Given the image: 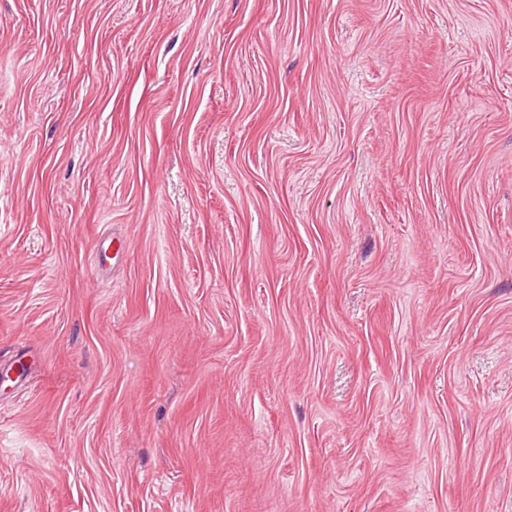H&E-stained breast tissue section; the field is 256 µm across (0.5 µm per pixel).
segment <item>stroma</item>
Masks as SVG:
<instances>
[{"label": "stroma", "instance_id": "35a3bbf8", "mask_svg": "<svg viewBox=\"0 0 512 512\" xmlns=\"http://www.w3.org/2000/svg\"><path fill=\"white\" fill-rule=\"evenodd\" d=\"M0 512H512V0H0Z\"/></svg>", "mask_w": 512, "mask_h": 512}]
</instances>
